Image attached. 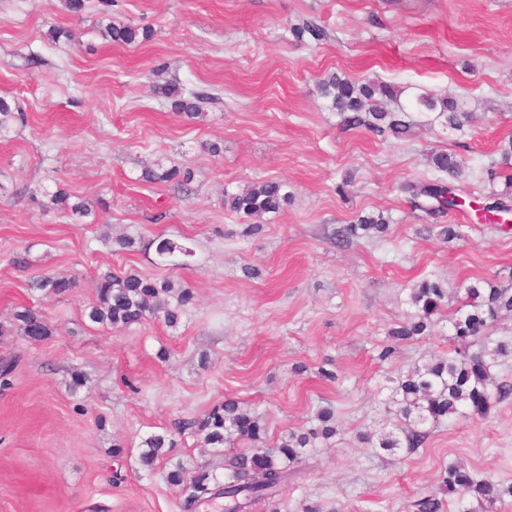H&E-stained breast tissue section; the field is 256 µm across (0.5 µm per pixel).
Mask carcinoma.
<instances>
[{"instance_id": "carcinoma-1", "label": "carcinoma", "mask_w": 512, "mask_h": 512, "mask_svg": "<svg viewBox=\"0 0 512 512\" xmlns=\"http://www.w3.org/2000/svg\"><path fill=\"white\" fill-rule=\"evenodd\" d=\"M105 39L117 44H132L137 39H149V31L139 30L129 24L109 20L102 29ZM293 35L301 40L310 36L320 42L326 37L324 28L308 21L293 28ZM156 84L155 94L167 101L171 111L195 119L201 114L202 105L221 102L217 94L186 90L170 83L165 78V65L152 71ZM319 91L330 106L343 115V126L349 129L364 127L383 135L395 136L408 132L406 121L410 112L432 115L443 120L445 126L461 131L465 120L471 116L468 96L448 97L419 90L407 103H397L396 87L386 82H365L345 75L331 73L319 81ZM24 115L12 108L10 102L0 98V133L7 130L15 120ZM429 163L445 177L431 182H408L402 190L408 193L415 207L426 213L445 214L461 207L460 188L457 181L464 172V162L457 155L435 152ZM147 178L178 184L188 180V174L172 167L160 173L154 171ZM286 195L281 185L266 182L251 186L240 192H224V204L230 211L259 218L278 211ZM51 203L62 212L86 215L82 203L69 204V195L59 190L52 194ZM387 221L383 215L360 217L352 224H345L336 231V241L348 242L371 230L384 232ZM157 255L172 267L186 265L185 258L193 251L168 238H160L155 247ZM39 290L60 294L73 287L75 281L46 276L34 283ZM171 285L157 282L139 275L116 276L110 272L96 278L93 302L88 304V319L101 325L128 326L147 318H164L173 323L178 319L177 309L172 307ZM447 298L442 284L425 279L411 288L410 302L414 307L411 320L390 331L389 336L399 342L424 334L428 320ZM504 312H512V295L488 280H478L465 288V300L448 315L452 336L457 341L454 355L415 365L408 369L395 388L396 404L406 422L401 434L393 432L378 439V447L384 450L405 447L409 450L421 447L428 438L426 426L443 418H466L470 413L485 414L492 400H502L512 394V385L498 382L491 375L497 363L512 358V342L486 343V330ZM16 325L25 336H30L31 327L44 324V336L50 335L49 325L42 315L25 308L15 314ZM317 425L304 433L292 432L281 440L277 450L256 448L251 454H239L225 464L224 477L218 478L207 472L190 478L185 477L181 465L168 474L169 481L182 486L185 491L183 509L194 512L204 503L224 499L232 512H248L259 501L279 495L288 484V467L296 462L301 450L318 439H329L336 434L333 426L334 409L322 407L316 412ZM201 442L212 448L224 446L226 436L237 433L253 441L261 440L262 428L259 417L249 406L227 400L189 423ZM174 439L166 434H151L142 441L139 464L151 468L163 455V449L172 448ZM441 488L450 493L461 492L479 498L489 510L504 497H512V484H504L488 477L474 474L456 463L448 464L441 475Z\"/></svg>"}]
</instances>
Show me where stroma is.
Wrapping results in <instances>:
<instances>
[{
  "label": "stroma",
  "mask_w": 512,
  "mask_h": 512,
  "mask_svg": "<svg viewBox=\"0 0 512 512\" xmlns=\"http://www.w3.org/2000/svg\"><path fill=\"white\" fill-rule=\"evenodd\" d=\"M108 18L151 37L104 40ZM309 20L325 40L295 38ZM160 62L167 79L222 103L193 120L171 112L152 92ZM332 72L465 91L474 119L460 132L415 112L399 137L347 130L317 91ZM0 97L25 114L0 134V323L29 307L52 329L39 342L0 336V361L14 364L0 385V512H182L167 479L176 463L220 476L225 458L253 447L234 434L204 448L186 430L228 399L256 410L265 448L312 427L319 407L336 413V435L305 449L287 490L251 512H415L430 495L439 512H481L475 498L439 492L451 462L512 483V396L485 416L442 420L411 451L364 440L397 421L402 372L453 355L448 314L463 285L512 290V231L453 211L442 221L461 235L443 240L402 190L434 177L432 151L464 161V191L503 189L506 168L492 179L483 168L512 139V0H116L109 11L90 0L78 15L61 0H0ZM171 166L189 173L183 187L147 181ZM265 181L289 201L245 235L252 219L226 210L224 193ZM60 189L88 215L30 200ZM378 213L386 233L337 245L341 225ZM123 235L133 250L116 245ZM159 236L193 249L188 266L158 262L148 244ZM108 270L193 297L173 326L94 324L87 306ZM45 275L77 285L32 288ZM428 278L447 290L444 306L378 362ZM76 372L87 383L74 389ZM165 431L176 447L141 469L142 441Z\"/></svg>",
  "instance_id": "1"
}]
</instances>
